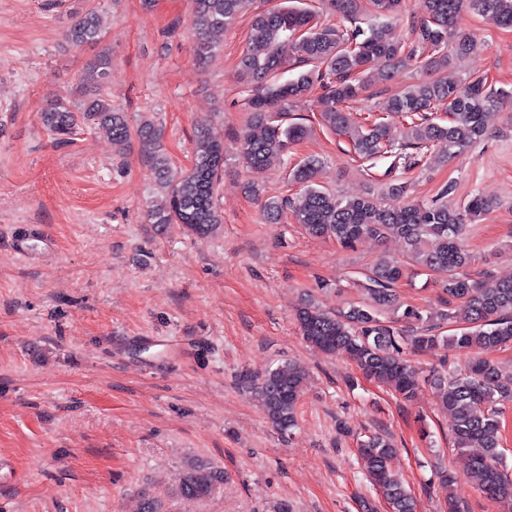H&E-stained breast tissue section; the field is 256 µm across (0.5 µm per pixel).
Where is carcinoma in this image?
I'll use <instances>...</instances> for the list:
<instances>
[{
	"label": "carcinoma",
	"mask_w": 512,
	"mask_h": 512,
	"mask_svg": "<svg viewBox=\"0 0 512 512\" xmlns=\"http://www.w3.org/2000/svg\"><path fill=\"white\" fill-rule=\"evenodd\" d=\"M253 0H192L190 26L196 37L194 54L199 64L214 56L216 37L233 24ZM373 22L364 29L356 24L365 11L362 0H331L338 17L320 20L303 0H289L279 8L261 10L252 16L250 43L238 63V79L252 86L247 101V127L239 139V158L253 172L280 164L290 149L306 139L310 127L283 123L279 117L292 111L294 103L317 90L318 112L331 130L350 136L355 152L365 160L393 157L385 188L379 195L343 198L316 183L322 162L309 158L288 172L299 186L293 199H268L266 218L278 222L291 211L295 223L309 235L329 238L352 248L365 238L403 240L407 257L419 268L440 277L448 295L445 303L459 302L458 310L439 309L425 317L413 308L400 309L397 286L404 275L397 260L381 257L365 274L362 287L368 305H353L343 313L330 312L309 303L297 315L300 335L311 347L325 354L342 350L355 361L363 375L390 387L408 400L416 391L418 369L406 351H430L440 345L470 354L465 371L448 365L432 375L440 404L453 416L454 447H478L468 477L490 502L512 512V478L502 469L501 415L512 403V373L503 374L479 351L512 344V280H496L485 274L477 279L468 273L473 256L461 243L466 221L487 212L491 204L472 194L463 210L453 211L433 201L408 200V181L403 173L414 163L407 150L424 156L460 154L486 133L492 110L512 92L494 89L483 75L466 81L448 77L454 61L478 47L474 34L460 28L468 14L490 15L505 28L512 27V0H422L423 12L411 16L409 37L388 34L384 19L402 14L404 0H369ZM101 39L100 18L93 7L77 12L68 30L76 45L96 44ZM377 59L389 67L409 66L430 78L393 92L387 111L417 117L395 144L384 121L358 126L343 104L390 79L389 71L373 67ZM297 65L301 70L286 80L276 73ZM112 78V53L99 52L86 64L77 101H56L41 112L42 125L56 139L65 141L85 126L102 128L112 143L127 146L136 140L164 202L150 210V222L160 232L177 224L189 235L214 234L223 216L216 205L217 188L224 173V144L212 138L207 123L200 122L192 138L191 165L178 171L164 148V128L150 119L132 124L128 113L112 108L105 85ZM445 110L448 123L434 121L432 114ZM401 313L404 319L425 321L419 333L402 336L394 319L384 313ZM461 322L451 336L437 333L448 320ZM307 373L303 367L284 362L259 375L245 373L239 383L257 401L268 423L281 433L298 425V405ZM395 444L381 434H371L359 443L364 470L388 512H417L416 500L402 478L390 468ZM224 474L202 463H191L179 474L181 495L203 500L211 496Z\"/></svg>",
	"instance_id": "1"
}]
</instances>
